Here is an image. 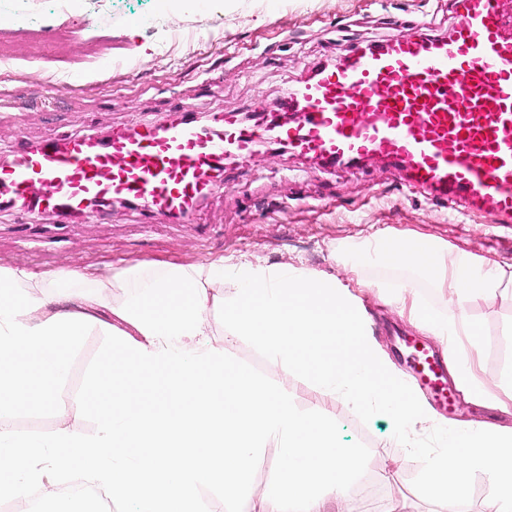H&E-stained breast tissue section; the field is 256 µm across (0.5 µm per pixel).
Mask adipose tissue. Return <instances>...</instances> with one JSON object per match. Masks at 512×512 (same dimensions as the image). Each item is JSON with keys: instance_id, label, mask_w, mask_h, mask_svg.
<instances>
[{"instance_id": "obj_1", "label": "adipose tissue", "mask_w": 512, "mask_h": 512, "mask_svg": "<svg viewBox=\"0 0 512 512\" xmlns=\"http://www.w3.org/2000/svg\"><path fill=\"white\" fill-rule=\"evenodd\" d=\"M374 260L422 274L448 296L441 317L410 284L390 299L410 322L448 348L451 370L467 394L512 414V373L489 382L479 375L482 330L469 313L475 298L512 299V266L452 252L421 235L377 236ZM108 310L111 342L82 399L96 428L78 432L63 420L55 392L69 356L93 317L53 306V297ZM224 312V338L212 318ZM252 338L284 378L271 385L226 355L235 338ZM120 374H111L112 364ZM325 397L345 398L359 412L391 409L401 424L422 412L398 388L389 364L364 333L359 299L336 279L291 264L139 262L104 281L93 272H34L0 267V498L43 491L50 512L76 508L46 475L80 467L127 512H203L198 491L219 486L234 512H326L329 502L355 512L350 492L361 462L358 449L337 444L317 409L300 411L295 381ZM41 409L61 418L49 435L14 429L12 415ZM280 453L264 486L253 481L263 448ZM448 455L426 466L425 483L438 496H460L465 478L482 469L496 492L483 512H512V428L479 424L448 438Z\"/></svg>"}]
</instances>
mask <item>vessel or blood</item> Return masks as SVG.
<instances>
[{"instance_id": "vessel-or-blood-1", "label": "vessel or blood", "mask_w": 512, "mask_h": 512, "mask_svg": "<svg viewBox=\"0 0 512 512\" xmlns=\"http://www.w3.org/2000/svg\"><path fill=\"white\" fill-rule=\"evenodd\" d=\"M455 21L355 44L309 68L271 101L233 113L179 112L0 156V211L71 224L127 207L187 224L227 170L263 149L321 167L378 160L449 210L512 223V0H452ZM416 385L453 412L441 357L405 344Z\"/></svg>"}]
</instances>
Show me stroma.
Returning a JSON list of instances; mask_svg holds the SVG:
<instances>
[{
    "mask_svg": "<svg viewBox=\"0 0 512 512\" xmlns=\"http://www.w3.org/2000/svg\"><path fill=\"white\" fill-rule=\"evenodd\" d=\"M34 21L4 12L0 28V151L22 138L108 129L135 120L165 119L168 112L239 109L278 97L305 75L310 63L338 56L354 42L412 35L419 22L446 31L455 21L448 0H30ZM171 55H163L164 47ZM424 235L455 252L512 265V224L490 213L448 212L401 185L379 163L352 172L296 165L286 154L259 153L251 169L229 172L224 189L191 224L142 223L121 208L82 224H56L24 213L0 215V266L36 272L94 266L116 272L129 264H195L246 256L266 265L285 262L333 277L361 299L364 330L399 381L409 367L397 355L401 337L417 330L373 289L411 281L438 314L448 298L421 274L376 264L366 244L373 234ZM470 313L482 323L484 376L512 370V301L478 298ZM91 327L70 354L57 390L62 405L84 391L108 346ZM229 359L274 384L280 375L266 353L242 337L226 346ZM301 409L319 408L334 424L340 445L360 449L359 484L374 481L368 503L382 512L400 498L406 512H481L495 488L471 470L464 495L432 499L424 470L441 449L445 431L491 413L471 397L453 417L424 412L400 428L392 411L355 412L344 398L322 397L298 383Z\"/></svg>",
    "mask_w": 512,
    "mask_h": 512,
    "instance_id": "stroma-1",
    "label": "stroma"
}]
</instances>
